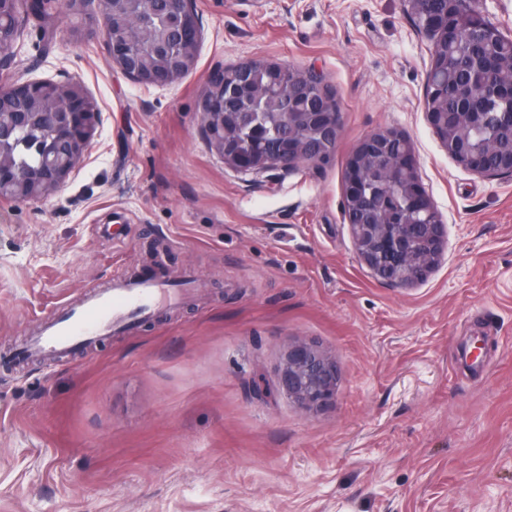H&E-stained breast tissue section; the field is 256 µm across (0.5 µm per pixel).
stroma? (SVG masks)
Returning a JSON list of instances; mask_svg holds the SVG:
<instances>
[{"label": "stroma", "mask_w": 512, "mask_h": 512, "mask_svg": "<svg viewBox=\"0 0 512 512\" xmlns=\"http://www.w3.org/2000/svg\"><path fill=\"white\" fill-rule=\"evenodd\" d=\"M194 69L146 87L116 68L97 0L31 27L0 84L79 83L101 124L64 186L0 201V512H512V176L458 166L424 108L434 45L403 0H194ZM323 74L331 160L277 185L201 131L211 72ZM405 133L446 226L436 268L396 288L357 258L346 160ZM183 291L65 357L15 359L115 269ZM478 358H471L474 341ZM336 366L308 411L279 389L291 345Z\"/></svg>", "instance_id": "1"}]
</instances>
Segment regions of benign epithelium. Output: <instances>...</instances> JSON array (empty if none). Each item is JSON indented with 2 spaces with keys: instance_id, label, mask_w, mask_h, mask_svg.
Returning <instances> with one entry per match:
<instances>
[{
  "instance_id": "obj_1",
  "label": "benign epithelium",
  "mask_w": 512,
  "mask_h": 512,
  "mask_svg": "<svg viewBox=\"0 0 512 512\" xmlns=\"http://www.w3.org/2000/svg\"><path fill=\"white\" fill-rule=\"evenodd\" d=\"M138 5L141 13L154 14V4L168 6L174 40L151 45L148 54L174 57L171 72L164 79L145 68V53L132 48L125 15L113 0H100L102 22L111 28L104 41L113 65L144 86L169 87L185 77L194 67L201 41V27L192 0H118ZM406 13L417 18L424 13L420 30L434 40V54L427 79L425 111L427 119L445 151L459 166L473 173L489 175L490 158L500 175H512V147L495 150L486 143H467V131L482 124L480 112L459 114L457 125L448 124V113L438 111L439 101L448 98V47L456 35L455 20L460 0H441L440 8L428 10L425 0H403ZM475 23L482 25L489 41L501 38L497 27L487 19L481 0H472ZM23 40L17 38L10 25H0V62L17 56ZM260 70L276 81H298L297 90L307 102L302 112H242L240 125L247 129L265 124L272 115L288 125V133L272 142L258 136L260 147L243 151L235 146L224 126V108L234 99L236 87L252 84L253 72ZM228 70L214 71L208 78V89L202 103V131L210 149L224 165L241 174L267 175L289 172L300 165L317 166L334 154L341 128L340 105L336 91L314 70L302 71L272 62H246L236 65L234 81L227 83ZM46 103L51 111L37 129V151L46 169L32 172L15 156L5 141L23 128L27 112H0V200L41 202L56 192L85 155L99 127L101 114L76 82L37 79L10 84L0 93V102ZM347 187L343 202L344 220L348 224L358 258L383 284L408 287L423 280L440 262L445 242L442 224L434 204L423 187L414 149L399 130L387 128L360 142L350 155L347 166ZM389 173L396 191L399 210L378 214L369 223L353 220V213L363 210L370 199L376 178ZM335 364L322 352L306 343L288 349L280 374L279 386L299 405L314 409L336 396Z\"/></svg>"
}]
</instances>
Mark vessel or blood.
Instances as JSON below:
<instances>
[{"instance_id": "1", "label": "vessel or blood", "mask_w": 512, "mask_h": 512, "mask_svg": "<svg viewBox=\"0 0 512 512\" xmlns=\"http://www.w3.org/2000/svg\"><path fill=\"white\" fill-rule=\"evenodd\" d=\"M173 289L157 280H132L116 272L111 285L88 295L81 303L65 308L42 328L26 347V354L67 353L74 347L91 344L103 330L115 325H132L160 302H175Z\"/></svg>"}]
</instances>
